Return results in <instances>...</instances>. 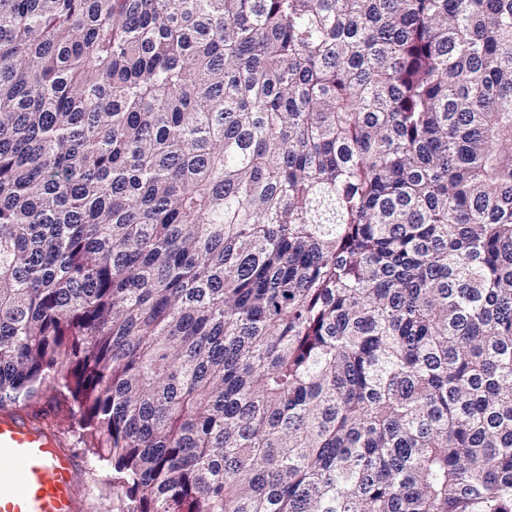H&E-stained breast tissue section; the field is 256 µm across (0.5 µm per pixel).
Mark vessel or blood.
Masks as SVG:
<instances>
[{"mask_svg": "<svg viewBox=\"0 0 512 512\" xmlns=\"http://www.w3.org/2000/svg\"><path fill=\"white\" fill-rule=\"evenodd\" d=\"M0 512H84L80 460L42 419L0 412Z\"/></svg>", "mask_w": 512, "mask_h": 512, "instance_id": "vessel-or-blood-1", "label": "vessel or blood"}]
</instances>
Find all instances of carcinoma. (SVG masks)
<instances>
[{
    "label": "carcinoma",
    "instance_id": "obj_1",
    "mask_svg": "<svg viewBox=\"0 0 512 512\" xmlns=\"http://www.w3.org/2000/svg\"><path fill=\"white\" fill-rule=\"evenodd\" d=\"M109 512H512V0H0V410Z\"/></svg>",
    "mask_w": 512,
    "mask_h": 512
}]
</instances>
